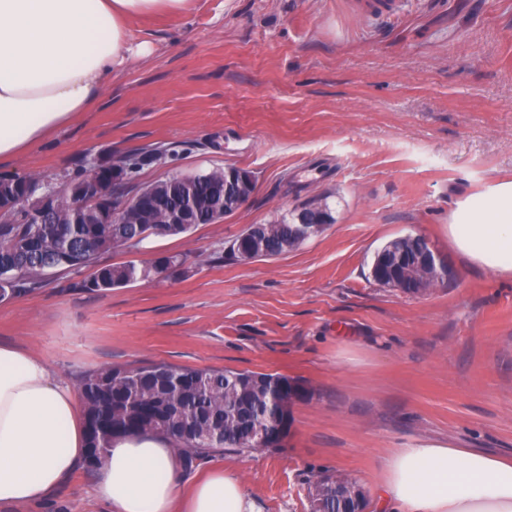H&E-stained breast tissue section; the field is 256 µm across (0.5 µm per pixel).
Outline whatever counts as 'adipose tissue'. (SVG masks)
I'll return each instance as SVG.
<instances>
[{"label":"adipose tissue","mask_w":512,"mask_h":512,"mask_svg":"<svg viewBox=\"0 0 512 512\" xmlns=\"http://www.w3.org/2000/svg\"><path fill=\"white\" fill-rule=\"evenodd\" d=\"M192 0H0V161L17 158L86 111L130 56L132 19L188 12ZM472 265L512 275V182L465 204L448 227ZM87 455L73 389L48 362L0 345V504L36 503ZM183 463L152 434L111 441L96 467V499L111 512H257L236 475L215 469L181 500ZM381 489L393 512H512V461L423 441L385 459Z\"/></svg>","instance_id":"adipose-tissue-1"}]
</instances>
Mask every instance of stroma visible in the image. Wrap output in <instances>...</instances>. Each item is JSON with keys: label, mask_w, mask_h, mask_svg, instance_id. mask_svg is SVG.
Segmentation results:
<instances>
[{"label": "stroma", "mask_w": 512, "mask_h": 512, "mask_svg": "<svg viewBox=\"0 0 512 512\" xmlns=\"http://www.w3.org/2000/svg\"><path fill=\"white\" fill-rule=\"evenodd\" d=\"M149 42L87 111L0 176L62 186L89 161L162 145L137 183L233 166L252 195L186 236L148 238L104 264L185 254V269L99 292L88 270L0 302V344L45 358L79 388L89 371L164 362L301 379L285 447L219 452L183 487L236 468L257 512H308L322 472L375 493L380 463L435 440L512 458V278L448 245L458 209L512 181V0H194L129 24ZM325 199L332 224L248 262L225 249L249 225ZM425 236L447 277L418 295L379 285L376 251ZM79 467L45 500L0 512H110Z\"/></svg>", "instance_id": "1"}]
</instances>
